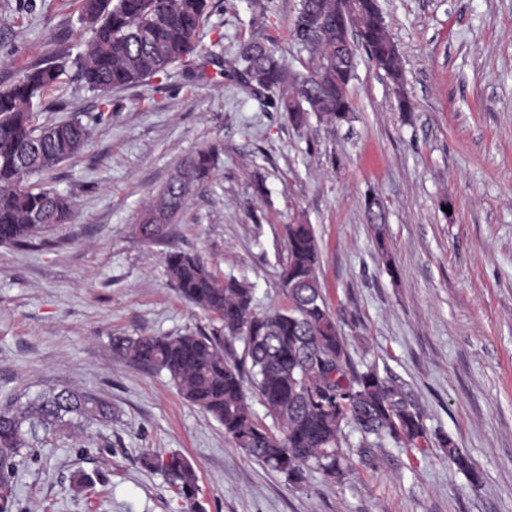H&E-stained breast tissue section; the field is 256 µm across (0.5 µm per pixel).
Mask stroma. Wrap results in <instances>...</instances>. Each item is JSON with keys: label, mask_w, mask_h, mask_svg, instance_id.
I'll use <instances>...</instances> for the list:
<instances>
[{"label": "stroma", "mask_w": 512, "mask_h": 512, "mask_svg": "<svg viewBox=\"0 0 512 512\" xmlns=\"http://www.w3.org/2000/svg\"><path fill=\"white\" fill-rule=\"evenodd\" d=\"M404 82L357 50L353 110L295 127L264 98L220 77L222 51L274 45L313 63L289 27L299 0H220L198 35L205 78L177 65L101 96L74 68L34 108L38 124L80 115L86 148L33 184L71 197V223L27 248L0 247V403L49 388L89 391L112 424L37 448L18 472L15 512H187L145 453L195 468L200 512H512V0H378ZM90 32L78 0H0V88L23 68L77 56ZM223 151L164 241L136 226L199 149ZM263 180L256 194L253 183ZM376 200L382 223H371ZM313 225L318 276L356 370L401 385L429 440L391 441L343 477L296 487L237 448L166 374L113 354L120 334L212 332L220 324L170 283V247L246 281L256 312L288 303L284 227ZM463 448L482 480L448 462ZM98 487L77 490L76 472ZM440 445L444 448L448 460L457 466V468L465 473L472 483H480L481 475L477 472L470 460L468 455L459 448L455 441L448 435H443L439 438Z\"/></svg>", "instance_id": "35a3bbf8"}]
</instances>
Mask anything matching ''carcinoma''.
<instances>
[{
  "mask_svg": "<svg viewBox=\"0 0 512 512\" xmlns=\"http://www.w3.org/2000/svg\"><path fill=\"white\" fill-rule=\"evenodd\" d=\"M300 0L291 35L314 54V66L297 71L281 62L273 47L247 42L223 57L224 78L260 94L296 126L313 113L332 125L353 111L349 96L354 53L361 46L374 65L397 87L403 86L402 59L376 0ZM214 8L213 0H80L82 21L91 31L84 53L61 56L20 71L0 89V246H29L58 224L68 223L74 203L61 193L27 184L83 151L91 129L74 115L36 125L32 112L67 66L90 91L103 95L141 83L187 64L197 54L198 31ZM35 146L28 164L15 154ZM223 151L210 145L188 159L157 192L146 214L161 224H140L148 242L183 210L182 183L208 179ZM287 261L281 271L288 306L266 313L253 307L250 286L234 276L218 279L198 255L172 250L167 275L186 302L214 315L224 334L202 330L160 336H114L112 352L157 373H165L191 404L211 415L224 434L248 456L299 485L312 473L330 479L344 475L350 458L344 428L359 433L358 448L391 439L409 447L427 440L419 412L376 368L352 366L347 343L325 301L318 277L319 248L310 224L286 225ZM241 336L249 370L225 353V342ZM271 418L262 424L247 403L245 373ZM112 423V405L79 390L23 394L0 405V512L15 506V478L37 444L72 430ZM448 460L477 484L481 475L455 441L439 438ZM189 506L196 505L198 476L178 452L143 455Z\"/></svg>",
  "mask_w": 512,
  "mask_h": 512,
  "instance_id": "cac0c4a2",
  "label": "carcinoma"
}]
</instances>
